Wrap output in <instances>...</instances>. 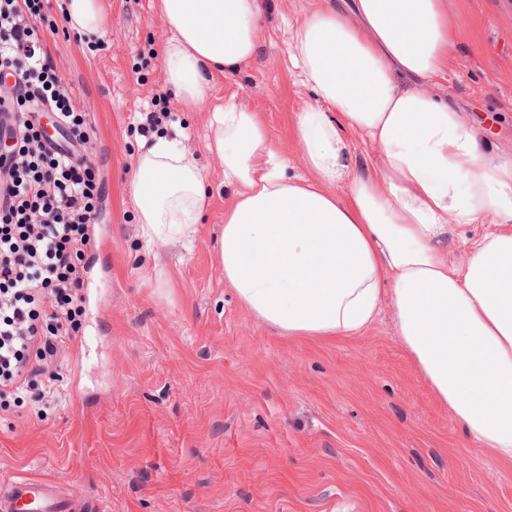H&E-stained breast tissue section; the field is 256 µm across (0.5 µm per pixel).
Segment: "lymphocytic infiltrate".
I'll use <instances>...</instances> for the list:
<instances>
[{
    "label": "lymphocytic infiltrate",
    "instance_id": "f902f5d3",
    "mask_svg": "<svg viewBox=\"0 0 512 512\" xmlns=\"http://www.w3.org/2000/svg\"><path fill=\"white\" fill-rule=\"evenodd\" d=\"M41 0H0V399L30 390L53 396L49 368L73 340L82 308L78 262L89 242L95 171L79 150L88 122L44 46ZM50 108L71 144H50L37 112Z\"/></svg>",
    "mask_w": 512,
    "mask_h": 512
}]
</instances>
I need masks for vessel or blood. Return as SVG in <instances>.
I'll return each mask as SVG.
<instances>
[{
  "instance_id": "obj_1",
  "label": "vessel or blood",
  "mask_w": 512,
  "mask_h": 512,
  "mask_svg": "<svg viewBox=\"0 0 512 512\" xmlns=\"http://www.w3.org/2000/svg\"><path fill=\"white\" fill-rule=\"evenodd\" d=\"M74 508L49 479L21 477L0 485V512H73Z\"/></svg>"
}]
</instances>
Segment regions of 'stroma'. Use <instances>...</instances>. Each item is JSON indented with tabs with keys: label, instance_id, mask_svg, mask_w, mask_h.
Listing matches in <instances>:
<instances>
[{
	"label": "stroma",
	"instance_id": "stroma-1",
	"mask_svg": "<svg viewBox=\"0 0 512 512\" xmlns=\"http://www.w3.org/2000/svg\"><path fill=\"white\" fill-rule=\"evenodd\" d=\"M316 0H264L258 56L212 78V104L258 112L293 173L294 112L316 105L290 62L292 27ZM40 34L75 105L100 193L80 295L81 328L53 372L59 392L0 410V484L73 489L93 512H512V464L471 447L395 336L389 312L338 340L281 335L224 284V166L204 148L207 109L165 82L168 27L154 0H104L100 35L43 0ZM457 38L430 90L512 157V0H448ZM164 94L212 202L191 249L145 245L129 186ZM162 279H155L154 268Z\"/></svg>",
	"mask_w": 512,
	"mask_h": 512
}]
</instances>
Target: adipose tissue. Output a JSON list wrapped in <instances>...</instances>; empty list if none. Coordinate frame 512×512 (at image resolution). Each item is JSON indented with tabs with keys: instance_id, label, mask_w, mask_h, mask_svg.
<instances>
[{
	"instance_id": "1",
	"label": "adipose tissue",
	"mask_w": 512,
	"mask_h": 512,
	"mask_svg": "<svg viewBox=\"0 0 512 512\" xmlns=\"http://www.w3.org/2000/svg\"><path fill=\"white\" fill-rule=\"evenodd\" d=\"M165 79L182 108L253 60L262 0H155ZM455 44L447 0H333L295 27L291 60L316 96L294 113L306 169L289 173L259 115L215 106L205 148L232 193L214 241L224 283L285 335L352 336L388 305L396 336L468 442L512 462V160L426 90ZM409 85H402V78ZM372 148L364 171L356 145ZM131 187L141 236L190 243L210 202L178 137L154 136ZM485 225L475 240L457 228Z\"/></svg>"
}]
</instances>
